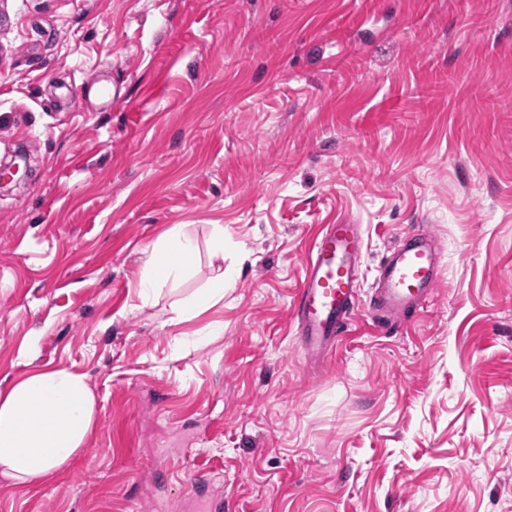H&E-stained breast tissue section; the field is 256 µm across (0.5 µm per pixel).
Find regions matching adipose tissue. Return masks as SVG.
<instances>
[{
  "label": "adipose tissue",
  "instance_id": "1",
  "mask_svg": "<svg viewBox=\"0 0 512 512\" xmlns=\"http://www.w3.org/2000/svg\"><path fill=\"white\" fill-rule=\"evenodd\" d=\"M196 245L173 226L148 252L138 282L141 297L177 281ZM97 421L95 395L84 373L36 368L0 391V477L35 483L64 468L84 448Z\"/></svg>",
  "mask_w": 512,
  "mask_h": 512
}]
</instances>
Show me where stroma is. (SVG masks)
Instances as JSON below:
<instances>
[{
	"label": "stroma",
	"mask_w": 512,
	"mask_h": 512,
	"mask_svg": "<svg viewBox=\"0 0 512 512\" xmlns=\"http://www.w3.org/2000/svg\"><path fill=\"white\" fill-rule=\"evenodd\" d=\"M21 150L0 388L85 373L97 422L67 467L0 477V512H196V469L232 512H512V0H0V161ZM339 219L357 306L312 364L293 306ZM176 224L193 269L141 300ZM409 229L444 268L390 330L370 300ZM224 300V276L219 274L211 278L203 292L183 302L181 313L184 315H192L199 310L214 306Z\"/></svg>",
	"instance_id": "1"
}]
</instances>
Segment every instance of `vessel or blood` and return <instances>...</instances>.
I'll return each instance as SVG.
<instances>
[{"label": "vessel or blood", "mask_w": 512, "mask_h": 512, "mask_svg": "<svg viewBox=\"0 0 512 512\" xmlns=\"http://www.w3.org/2000/svg\"><path fill=\"white\" fill-rule=\"evenodd\" d=\"M439 242L431 235L405 234L380 265L371 304L387 322L424 307L437 284ZM365 244L358 225L337 221L314 241L297 290L293 314L297 345L308 360H324L346 335L358 297Z\"/></svg>", "instance_id": "b4317fda"}]
</instances>
